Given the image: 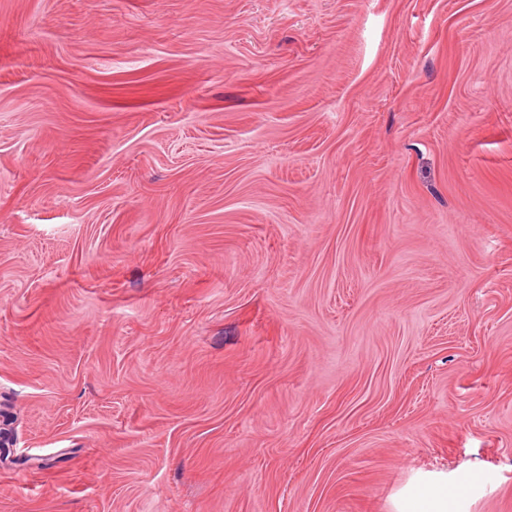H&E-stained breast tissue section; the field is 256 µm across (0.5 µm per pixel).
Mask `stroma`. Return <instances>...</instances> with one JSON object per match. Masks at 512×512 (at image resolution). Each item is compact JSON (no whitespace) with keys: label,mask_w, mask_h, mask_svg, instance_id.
<instances>
[{"label":"stroma","mask_w":512,"mask_h":512,"mask_svg":"<svg viewBox=\"0 0 512 512\" xmlns=\"http://www.w3.org/2000/svg\"><path fill=\"white\" fill-rule=\"evenodd\" d=\"M0 512H512V0H0ZM457 491L448 488V476H425L397 501V512H456Z\"/></svg>","instance_id":"1"}]
</instances>
